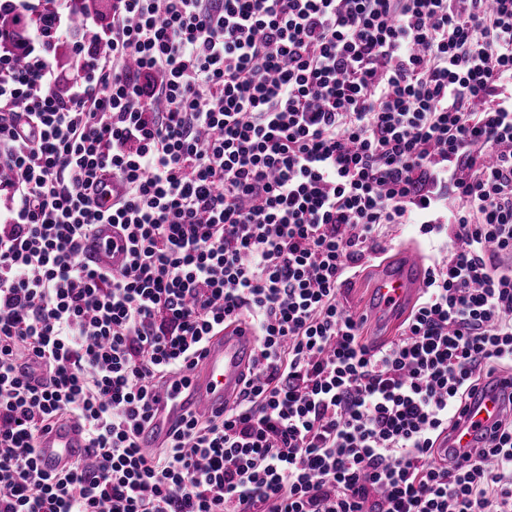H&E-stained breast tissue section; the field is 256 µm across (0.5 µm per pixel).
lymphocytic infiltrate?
Instances as JSON below:
<instances>
[{
    "mask_svg": "<svg viewBox=\"0 0 512 512\" xmlns=\"http://www.w3.org/2000/svg\"><path fill=\"white\" fill-rule=\"evenodd\" d=\"M394 224L453 247L374 344L340 294ZM242 321L233 406L142 448ZM509 373L512 0H0V512H512L511 414L440 444ZM63 421L87 455L50 474ZM83 258L101 271L117 272L127 263V253L120 232L112 224H97L83 239ZM87 446L84 431L76 423L58 425L39 438V463L48 472H58L75 457L85 455Z\"/></svg>",
    "mask_w": 512,
    "mask_h": 512,
    "instance_id": "obj_1",
    "label": "lymphocytic infiltrate"
}]
</instances>
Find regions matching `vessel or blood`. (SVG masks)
I'll list each match as a JSON object with an SVG mask.
<instances>
[{
  "label": "vessel or blood",
  "mask_w": 512,
  "mask_h": 512,
  "mask_svg": "<svg viewBox=\"0 0 512 512\" xmlns=\"http://www.w3.org/2000/svg\"><path fill=\"white\" fill-rule=\"evenodd\" d=\"M82 247L85 262L96 269L117 272L127 263L123 240L112 225L94 226ZM421 266L419 253L411 248L405 250L400 265L383 266L371 284L369 318L393 325L420 293ZM256 351V335L244 325L212 337L197 366L182 371L157 390L151 422L140 436L142 446L155 448L166 442L187 414L212 416L231 407L240 391L242 374ZM511 393L512 383L500 379L480 388L452 436L455 447L469 445L482 427L497 418ZM87 446L84 431L76 423L58 425L39 438V463L46 471H60L85 454Z\"/></svg>",
  "instance_id": "obj_1"
}]
</instances>
